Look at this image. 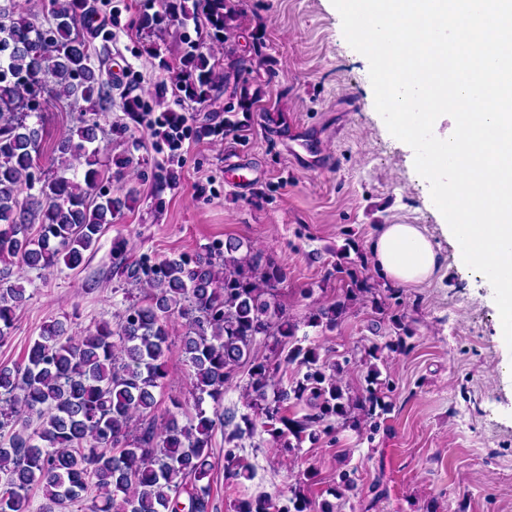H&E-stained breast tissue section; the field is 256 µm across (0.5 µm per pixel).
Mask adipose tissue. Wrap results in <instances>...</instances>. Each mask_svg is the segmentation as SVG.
<instances>
[{"instance_id": "adipose-tissue-1", "label": "adipose tissue", "mask_w": 512, "mask_h": 512, "mask_svg": "<svg viewBox=\"0 0 512 512\" xmlns=\"http://www.w3.org/2000/svg\"><path fill=\"white\" fill-rule=\"evenodd\" d=\"M368 256L382 278L402 288L432 281L442 266L437 245L417 224L383 225L368 242Z\"/></svg>"}]
</instances>
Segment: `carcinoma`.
Wrapping results in <instances>:
<instances>
[{
    "instance_id": "obj_1",
    "label": "carcinoma",
    "mask_w": 512,
    "mask_h": 512,
    "mask_svg": "<svg viewBox=\"0 0 512 512\" xmlns=\"http://www.w3.org/2000/svg\"><path fill=\"white\" fill-rule=\"evenodd\" d=\"M47 29L13 8L0 5V342L8 337L26 289L16 283L14 264L50 271L63 263L80 266L99 242L118 201L99 188L100 127L87 119L75 133L56 141L46 159L47 177L35 171L42 157V107L36 98L79 95L92 104L106 96L101 71L91 61L82 18L89 0H49ZM230 0H162L161 9L140 16L142 29L179 21L201 23L209 38L225 43L238 29ZM179 88L199 103L224 88H238L236 65L216 70L203 43L190 38L179 59ZM25 109L36 122L26 123ZM238 240L203 256L165 258L145 269L129 263L124 242L114 243L113 275L144 293L122 321L104 322L75 339L60 320L45 325L24 362L0 366V471L9 474L0 490V512H27V491H43L41 512L78 501L93 484L98 497L90 512H209L211 437L224 416L207 413L205 399L218 405L224 387L248 364L243 387L247 406L263 419L273 442L293 450L316 443L320 426L336 423L361 429L386 414L376 370L353 391L340 374L351 359L332 362L318 348L295 340L298 325L278 301L286 272L269 257L246 250ZM345 282L343 294L312 309L311 327L333 328L373 287L349 261L348 249L326 277ZM185 320L181 356L191 372L193 411L159 418L155 390L167 375L172 317ZM396 339L392 352L407 353L411 334L398 313L389 315ZM268 341L269 356L253 357L256 338ZM295 364L303 376L289 385L276 379L281 365ZM304 403L311 412L291 418L283 405ZM228 479L249 477L250 467L232 451L224 455ZM312 471L289 490L279 506L269 496L246 500L233 512H333L315 504L305 487ZM187 496L188 503L181 501Z\"/></svg>"
}]
</instances>
